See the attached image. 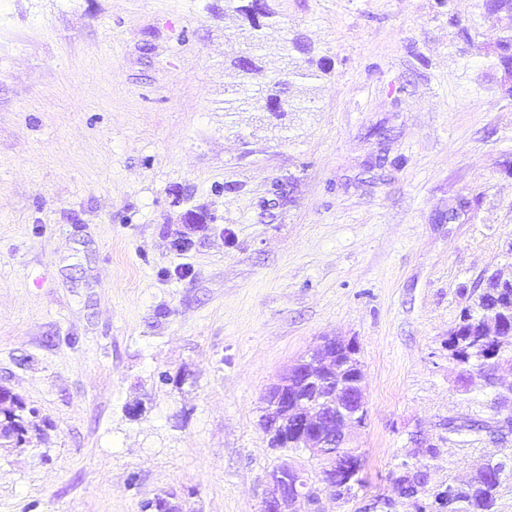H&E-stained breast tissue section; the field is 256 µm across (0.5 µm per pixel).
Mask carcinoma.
<instances>
[{"instance_id":"carcinoma-1","label":"carcinoma","mask_w":512,"mask_h":512,"mask_svg":"<svg viewBox=\"0 0 512 512\" xmlns=\"http://www.w3.org/2000/svg\"><path fill=\"white\" fill-rule=\"evenodd\" d=\"M228 2V8L248 20V26L243 28L246 44L254 51L261 50L260 21L250 15L249 6H234V0ZM486 9L496 21L493 36L495 65L512 76V0H486ZM291 55L290 47H284L281 65L272 71H266L256 65L251 53L245 62L238 57L234 58L232 65L238 71L242 90L237 92L236 98L224 101V111L248 112L258 106L266 112H283L292 107V104L281 98L283 86L292 78L310 79L315 73L295 67L289 68ZM470 300L471 304L462 310L459 323L448 338V342L458 346V350L467 352L466 358L458 361L464 372L472 371V368L483 360V351L475 346L478 337L512 334V279H504L497 273L483 274L473 288ZM482 379L484 387L492 390L498 399H512V386L501 383L492 370L485 371ZM1 421L6 423V429L26 442L34 435H43L40 426L32 423L25 411L17 405L3 404L0 407ZM425 467L426 464L420 461L402 463V468L395 478L400 495L416 498L427 494ZM503 476L504 472L500 466L490 461L484 470L478 472L466 484L450 485L445 493L434 494V498L445 497L448 505L456 509V512H492Z\"/></svg>"}]
</instances>
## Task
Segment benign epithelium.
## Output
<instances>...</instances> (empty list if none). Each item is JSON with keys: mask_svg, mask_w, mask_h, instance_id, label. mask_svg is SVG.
Listing matches in <instances>:
<instances>
[{"mask_svg": "<svg viewBox=\"0 0 512 512\" xmlns=\"http://www.w3.org/2000/svg\"><path fill=\"white\" fill-rule=\"evenodd\" d=\"M347 355H358L354 342L323 336L263 396V423L269 440L286 438L288 431H294L297 447L318 461L322 482L328 486L345 467L340 450L345 448L347 433L362 428L366 419L362 364H347ZM348 371L354 375L349 386L332 385ZM267 482L262 512H295L298 501L314 504L318 500L304 471L286 462L268 472Z\"/></svg>", "mask_w": 512, "mask_h": 512, "instance_id": "obj_1", "label": "benign epithelium"}]
</instances>
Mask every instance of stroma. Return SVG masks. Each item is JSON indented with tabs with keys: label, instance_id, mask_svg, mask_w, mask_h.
I'll return each instance as SVG.
<instances>
[{
	"label": "stroma",
	"instance_id": "1",
	"mask_svg": "<svg viewBox=\"0 0 512 512\" xmlns=\"http://www.w3.org/2000/svg\"><path fill=\"white\" fill-rule=\"evenodd\" d=\"M268 5L257 59L308 45L316 78L283 94L306 111L225 114L224 0H0V387L51 424L0 447V512H261L285 458L319 486L261 419L324 336L358 345L367 419L363 488H321L320 512H417L394 478L421 447L435 492L512 457V435L448 432L507 414L448 352L480 275L512 277L485 0Z\"/></svg>",
	"mask_w": 512,
	"mask_h": 512
}]
</instances>
